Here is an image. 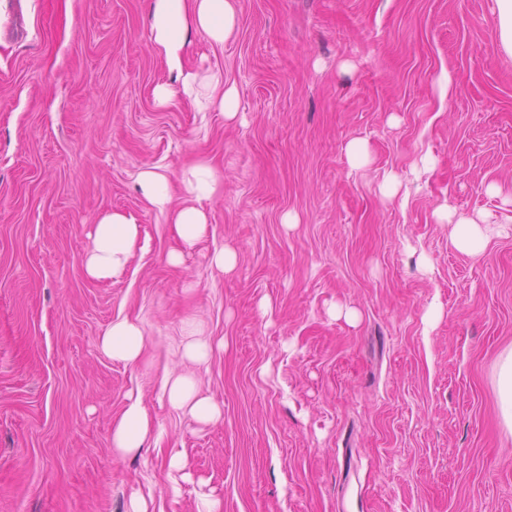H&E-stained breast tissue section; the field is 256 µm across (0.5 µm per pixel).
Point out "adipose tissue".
<instances>
[{"mask_svg": "<svg viewBox=\"0 0 512 512\" xmlns=\"http://www.w3.org/2000/svg\"><path fill=\"white\" fill-rule=\"evenodd\" d=\"M152 46L164 62L170 82L157 86L155 97L159 105H167L175 96L189 100L195 108H219L226 118H234L237 111V92L225 86L221 74H212L206 82H198L196 75L183 72L181 57L191 34L205 35L210 42L223 45L236 24L234 0H151L149 6ZM137 183L144 200L158 211L167 213L177 236L185 246H194L208 230V217L202 208L205 201L218 196L223 187L221 178L208 161H199L183 180L185 201L172 203L170 179L166 172L150 167L140 170ZM438 221L453 223V245L460 251L477 254L484 250L492 232L484 218L455 219L448 206L435 211ZM141 227L135 216L122 212H108L94 224V246L85 259V270L90 278L121 281L127 270ZM145 339L140 325L120 318L113 321L100 340V345L112 360L133 364L138 362ZM163 396L177 410H187L203 424L220 420L222 408L213 398L198 395L187 375L167 372ZM152 433L149 412L141 394H132L119 419L112 427V450L119 455L137 452L143 448Z\"/></svg>", "mask_w": 512, "mask_h": 512, "instance_id": "adipose-tissue-1", "label": "adipose tissue"}]
</instances>
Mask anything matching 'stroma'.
<instances>
[{
    "mask_svg": "<svg viewBox=\"0 0 512 512\" xmlns=\"http://www.w3.org/2000/svg\"><path fill=\"white\" fill-rule=\"evenodd\" d=\"M149 4L0 0V512H126L135 493L195 512L210 490L223 512H512L494 372L512 349V57L493 0H235L224 45L194 34L184 54L236 88L229 121L157 105ZM203 159L224 193L173 266L182 243L135 176L177 186ZM441 203L498 234L457 250ZM108 211L142 227L117 283L84 270ZM224 246L228 273L208 263ZM120 317L143 329L139 363L101 349ZM190 319L224 343L192 370L212 425L159 398ZM137 389L153 442L118 456ZM177 451L193 479L175 494Z\"/></svg>",
    "mask_w": 512,
    "mask_h": 512,
    "instance_id": "35a3bbf8",
    "label": "stroma"
}]
</instances>
